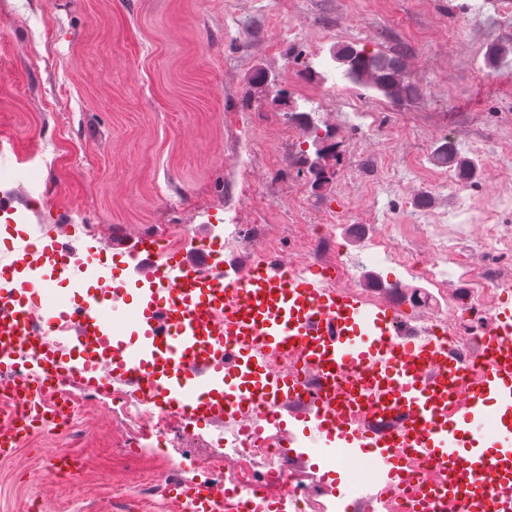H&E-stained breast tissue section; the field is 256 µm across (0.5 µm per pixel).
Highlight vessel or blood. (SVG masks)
Instances as JSON below:
<instances>
[{"instance_id": "b4317fda", "label": "vessel or blood", "mask_w": 512, "mask_h": 512, "mask_svg": "<svg viewBox=\"0 0 512 512\" xmlns=\"http://www.w3.org/2000/svg\"><path fill=\"white\" fill-rule=\"evenodd\" d=\"M135 252L156 259L135 308L123 280L87 290L97 273L91 251L54 240L17 247L0 272V365L23 358L22 337H39L35 375L11 390L24 414L0 424L1 457L19 448L29 424L48 427L65 414L51 398L53 383H96L99 360L68 361L93 341L111 355L114 375L158 411L220 417L259 435L281 428L282 408L295 404L303 447L352 467L371 462L386 489L409 496L414 512H512L511 310L491 320L466 369L447 340L396 336V305L369 306L272 257L233 278L213 271L206 251L192 263L162 258L151 236ZM54 281L80 298V309L54 301L38 313L29 307L28 293ZM119 317L133 322L136 350L117 336ZM286 354L296 371H271ZM256 400L265 411L244 419L243 408ZM408 459L443 470L441 481L405 469ZM173 499L181 512L229 509L222 492L195 483L180 485Z\"/></svg>"}]
</instances>
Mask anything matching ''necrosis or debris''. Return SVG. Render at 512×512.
I'll list each match as a JSON object with an SVG mask.
<instances>
[{
    "label": "necrosis or debris",
    "instance_id": "necrosis-or-debris-1",
    "mask_svg": "<svg viewBox=\"0 0 512 512\" xmlns=\"http://www.w3.org/2000/svg\"><path fill=\"white\" fill-rule=\"evenodd\" d=\"M496 210L485 213L487 233L476 243L484 252L482 266H470L462 248L464 227L460 224L427 225L426 230L435 246L431 267H423L405 249V227H396L394 233L373 237L367 244L369 253L398 262L407 275L428 280L438 294H447L453 281L464 282L469 289L471 304L463 308L457 327L443 326L440 320L429 323L430 328L442 332L449 342L452 354L462 363H469L476 344L466 336L470 324L491 319L508 288L512 287V226L496 221ZM221 454L211 456L206 469L222 468L225 459L245 462L246 470L226 472L223 490L229 496L231 512H306L307 501L294 483L286 479L288 461L282 455L279 439L266 433L253 438L243 432H232L219 437Z\"/></svg>",
    "mask_w": 512,
    "mask_h": 512
}]
</instances>
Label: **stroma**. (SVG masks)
Wrapping results in <instances>:
<instances>
[{
  "label": "stroma",
  "instance_id": "obj_1",
  "mask_svg": "<svg viewBox=\"0 0 512 512\" xmlns=\"http://www.w3.org/2000/svg\"><path fill=\"white\" fill-rule=\"evenodd\" d=\"M512 43V0H0V193L28 221L0 231L76 247L93 246L106 274L128 282L148 263L129 255L144 235L167 236L191 256V240L249 234L219 266L256 253L308 257L310 232L334 214L324 246L342 247L345 290L374 305L398 301L418 324L456 321L464 285L438 297L422 278L371 255L365 243L383 224H462L484 233L479 207L512 196V54L489 68L490 44ZM403 57L422 90L397 104L344 76L336 46ZM369 112L358 128L345 103ZM335 147L329 174L315 181L304 159L314 136ZM452 138L477 171L466 187L443 183L433 151ZM391 157L397 172L380 167ZM48 208H28L31 194ZM90 420L67 435L24 436L26 467L0 459V512H179L167 475L219 485L204 470L224 420L193 423L192 436L168 427L169 463L124 455L138 421L117 399L86 398ZM77 451L79 475L47 492L56 449ZM288 469L320 512L333 500L370 512L361 497L378 484L371 470L349 473L325 455H292Z\"/></svg>",
  "mask_w": 512,
  "mask_h": 512
}]
</instances>
